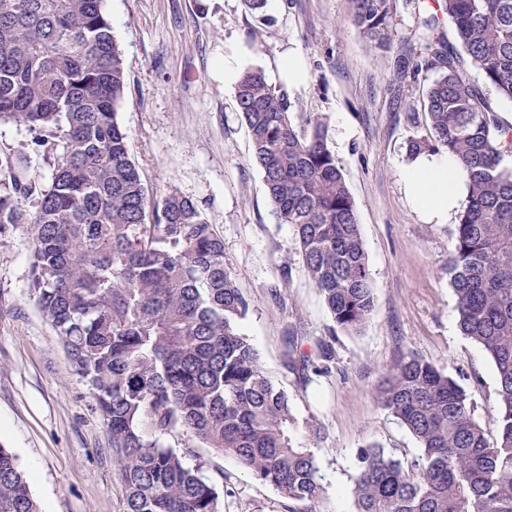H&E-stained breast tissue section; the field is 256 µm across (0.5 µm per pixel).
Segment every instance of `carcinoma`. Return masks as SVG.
Masks as SVG:
<instances>
[{
    "mask_svg": "<svg viewBox=\"0 0 512 512\" xmlns=\"http://www.w3.org/2000/svg\"><path fill=\"white\" fill-rule=\"evenodd\" d=\"M396 0H350L370 43H391ZM453 29L445 36L443 21ZM424 52L397 77L435 68L426 135L415 157L454 156L467 173L448 253L462 335L495 365L500 412L491 443L463 387L414 354L385 367L373 394L419 445L404 463L376 445L356 452V512H512V123L484 85L512 101V0H441L423 19ZM126 90L101 0H0V119L37 133L34 150H64L51 182L31 181L26 152L0 155V231L32 225V288L106 423L126 488L125 512H221L219 493L163 438L180 434L234 457L291 500L323 491L315 449L266 375L239 321L249 302L224 242L199 207L151 197L116 119ZM278 221L293 228L304 267L336 325L358 332L375 304L352 195L320 121L300 131L284 90L258 69L235 85ZM36 194L27 213L20 199ZM0 512H40L17 459L0 447Z\"/></svg>",
    "mask_w": 512,
    "mask_h": 512,
    "instance_id": "cac0c4a2",
    "label": "carcinoma"
}]
</instances>
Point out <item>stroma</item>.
<instances>
[{
	"label": "stroma",
	"instance_id": "35a3bbf8",
	"mask_svg": "<svg viewBox=\"0 0 512 512\" xmlns=\"http://www.w3.org/2000/svg\"><path fill=\"white\" fill-rule=\"evenodd\" d=\"M433 0H396L392 42L353 26L349 0H102L122 51L127 89L117 108L149 192L195 201L224 241V258L250 308L240 331L316 448L324 490L309 503L256 482L232 457L183 436L165 442L213 483L224 512H356L357 448L377 444L401 461L416 440L373 397L381 368L413 352L464 388L475 421L495 439L498 381L483 349L461 335L448 275L454 222H428L405 192L409 144L426 132L422 99L439 72L397 79L401 55L420 51ZM295 58L302 76L283 78ZM262 69L285 90L298 128L321 120L353 197L375 286L361 332L333 322L309 279L293 231L279 223L224 62ZM29 225L0 234V445L16 454L41 512H125L126 490L89 390L31 290ZM328 371L304 382L298 362Z\"/></svg>",
	"mask_w": 512,
	"mask_h": 512
}]
</instances>
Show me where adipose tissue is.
<instances>
[{
  "instance_id": "obj_1",
  "label": "adipose tissue",
  "mask_w": 512,
  "mask_h": 512,
  "mask_svg": "<svg viewBox=\"0 0 512 512\" xmlns=\"http://www.w3.org/2000/svg\"><path fill=\"white\" fill-rule=\"evenodd\" d=\"M466 174L458 161L448 155H423L404 176L406 191L428 221H448L465 203Z\"/></svg>"
}]
</instances>
